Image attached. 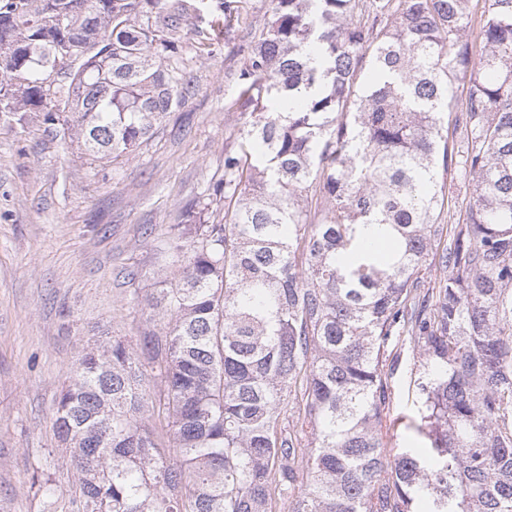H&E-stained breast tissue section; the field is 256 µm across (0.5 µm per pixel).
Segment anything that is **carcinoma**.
Here are the masks:
<instances>
[{
    "mask_svg": "<svg viewBox=\"0 0 512 512\" xmlns=\"http://www.w3.org/2000/svg\"><path fill=\"white\" fill-rule=\"evenodd\" d=\"M195 18L0 0V120L38 112L93 162L134 152L193 93L165 61ZM237 104L224 182L145 298L167 322L105 337L58 397L72 512H512V0H270ZM403 335L424 454L389 435Z\"/></svg>",
    "mask_w": 512,
    "mask_h": 512,
    "instance_id": "obj_1",
    "label": "carcinoma"
}]
</instances>
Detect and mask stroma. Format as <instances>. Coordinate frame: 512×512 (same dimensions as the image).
<instances>
[{"label": "stroma", "instance_id": "stroma-1", "mask_svg": "<svg viewBox=\"0 0 512 512\" xmlns=\"http://www.w3.org/2000/svg\"><path fill=\"white\" fill-rule=\"evenodd\" d=\"M220 0H196L182 64L195 90L158 133L116 162L90 163L41 116L0 122V512H69L77 475L53 430L59 394L82 350L103 335L137 343L161 318L145 297L168 270L165 253L191 205L224 180L245 116L233 102L253 25L269 0H239V14L209 51L196 53ZM395 432L416 442L408 337L391 346ZM51 478L54 497L38 482Z\"/></svg>", "mask_w": 512, "mask_h": 512}]
</instances>
